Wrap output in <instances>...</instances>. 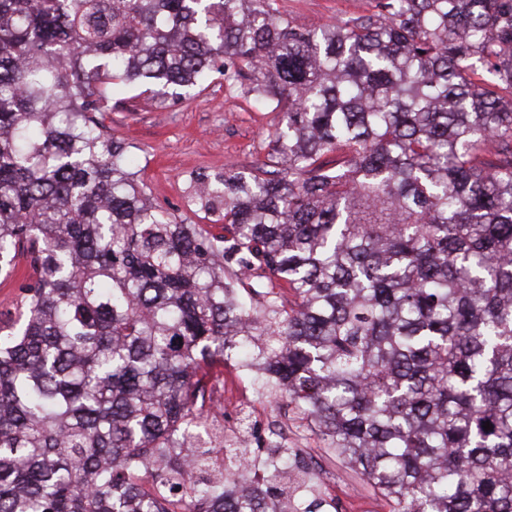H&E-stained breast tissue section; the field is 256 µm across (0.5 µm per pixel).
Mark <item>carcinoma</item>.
<instances>
[{"mask_svg": "<svg viewBox=\"0 0 512 512\" xmlns=\"http://www.w3.org/2000/svg\"><path fill=\"white\" fill-rule=\"evenodd\" d=\"M213 75L282 119L268 162L193 174L184 224L97 114ZM503 90L512 0L318 29L276 0H0V275L32 270L0 325V512H321L276 431L289 480L246 493L250 449L213 445L215 369L251 360L392 512H512Z\"/></svg>", "mask_w": 512, "mask_h": 512, "instance_id": "carcinoma-1", "label": "carcinoma"}]
</instances>
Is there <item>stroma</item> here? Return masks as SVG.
<instances>
[{
	"mask_svg": "<svg viewBox=\"0 0 512 512\" xmlns=\"http://www.w3.org/2000/svg\"><path fill=\"white\" fill-rule=\"evenodd\" d=\"M282 13L306 27L369 13L372 0H278ZM278 121L273 112L257 108L253 100L229 90L223 79L211 82L189 100L158 104L150 94L128 93L113 104L104 123L113 136L138 149L140 176L154 203L186 224L202 221L185 203V181L197 172L224 173L252 169L266 162L268 134ZM226 385L250 395L254 417L288 427V443L304 460L316 461V476L326 503L338 512H391L388 499L369 485L351 478L342 464L328 457L324 443L301 423L287 401L260 395L254 375L235 366L224 367Z\"/></svg>",
	"mask_w": 512,
	"mask_h": 512,
	"instance_id": "1",
	"label": "stroma"
}]
</instances>
